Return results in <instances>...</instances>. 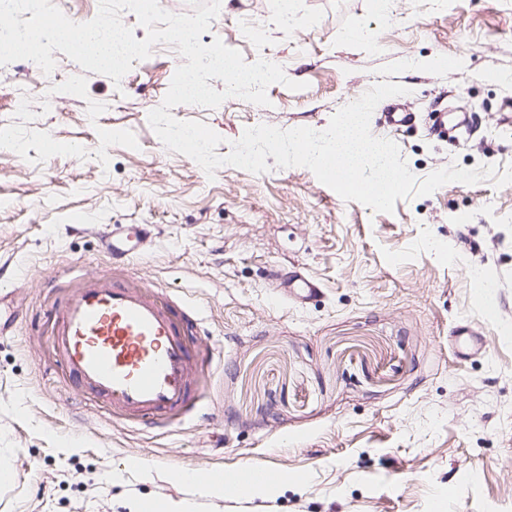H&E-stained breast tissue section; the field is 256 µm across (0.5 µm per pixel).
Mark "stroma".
Here are the masks:
<instances>
[{"label":"stroma","instance_id":"35a3bbf8","mask_svg":"<svg viewBox=\"0 0 512 512\" xmlns=\"http://www.w3.org/2000/svg\"><path fill=\"white\" fill-rule=\"evenodd\" d=\"M361 31L355 41L347 31ZM283 67L269 106L231 97L179 105L228 154L246 128L324 130L373 85L406 87L415 124L370 131L395 142L416 178L458 165L494 179L449 183L391 214L344 201L305 167L207 178L148 122L182 57L157 44L121 82L55 52L0 66V464L16 480L0 512H131L142 496L190 499L185 472L257 465L284 472L276 494L227 493L198 512H512V0H221L204 41ZM466 112L443 142L429 114ZM149 224L120 277L168 287L201 317L200 416L158 428L112 416L62 368L44 281L74 266L111 270L97 229ZM310 274L304 305L274 297V269ZM487 281L497 308L480 307ZM486 347L457 358L460 318ZM144 458L150 480L123 468Z\"/></svg>","mask_w":512,"mask_h":512}]
</instances>
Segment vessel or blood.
<instances>
[{"instance_id": "obj_1", "label": "vessel or blood", "mask_w": 512, "mask_h": 512, "mask_svg": "<svg viewBox=\"0 0 512 512\" xmlns=\"http://www.w3.org/2000/svg\"><path fill=\"white\" fill-rule=\"evenodd\" d=\"M387 126L410 125L415 115L400 101L383 114ZM151 235L146 224H115L102 233L104 252L121 267ZM285 295L307 302L320 292L303 273L283 279ZM53 339L77 386L107 402L114 416L133 421L183 413L192 392L197 362L190 338L202 323L176 304L169 291L141 279L121 281L104 272H78L76 284L55 307ZM455 353L464 357L483 339L470 319L456 326ZM258 466L212 469L207 478L246 485L263 475Z\"/></svg>"}]
</instances>
